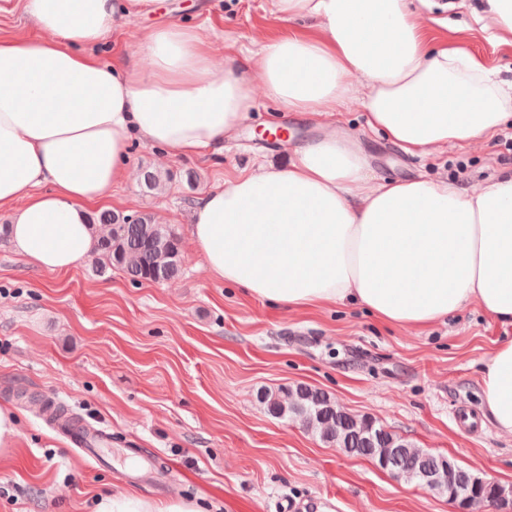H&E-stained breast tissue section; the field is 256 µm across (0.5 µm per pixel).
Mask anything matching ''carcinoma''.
<instances>
[{
  "label": "carcinoma",
  "mask_w": 512,
  "mask_h": 512,
  "mask_svg": "<svg viewBox=\"0 0 512 512\" xmlns=\"http://www.w3.org/2000/svg\"><path fill=\"white\" fill-rule=\"evenodd\" d=\"M97 238L95 266L117 267L136 283H162L181 271V236L170 224H157L148 213L137 216L104 211L90 220ZM274 417H295L321 440L345 453L368 457L404 480L448 498H468V506L489 500L487 485L472 486L473 474L443 455L417 448L410 441L358 418L336 405L323 391L297 385L260 396Z\"/></svg>",
  "instance_id": "obj_1"
}]
</instances>
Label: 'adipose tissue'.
<instances>
[{"instance_id":"adipose-tissue-1","label":"adipose tissue","mask_w":512,"mask_h":512,"mask_svg":"<svg viewBox=\"0 0 512 512\" xmlns=\"http://www.w3.org/2000/svg\"><path fill=\"white\" fill-rule=\"evenodd\" d=\"M156 0H25L37 38L0 41V212L41 269L85 262L91 209L127 180L139 139L165 153L222 150L252 106L251 69L291 112H342L359 98L370 129L409 153L493 137L512 120V80L433 43L409 0H271L302 32L215 64L202 26L164 23L144 40L148 70L100 58L118 21ZM472 21L512 45V0ZM192 241L209 273L291 307L352 302L395 326L425 327L466 305L512 324V171L472 192L424 179L373 182L359 148L329 133L288 167L225 179L194 209ZM481 381L500 433L512 435V341ZM93 512H200L190 500L99 495Z\"/></svg>"}]
</instances>
